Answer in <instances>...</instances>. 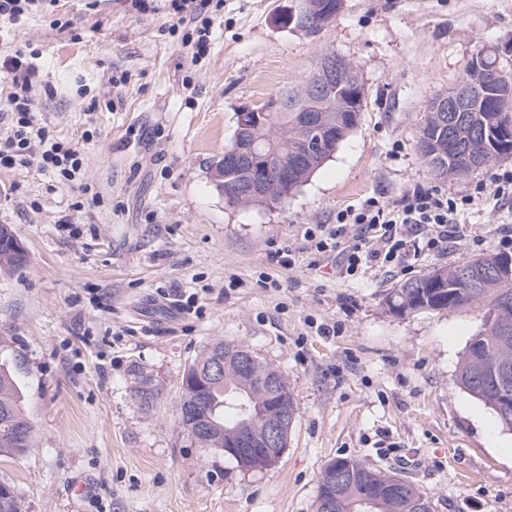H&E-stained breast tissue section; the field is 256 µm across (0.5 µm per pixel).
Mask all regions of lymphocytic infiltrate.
I'll return each instance as SVG.
<instances>
[{
	"mask_svg": "<svg viewBox=\"0 0 512 512\" xmlns=\"http://www.w3.org/2000/svg\"><path fill=\"white\" fill-rule=\"evenodd\" d=\"M223 7L224 0H169L176 27L185 31L184 44L200 53L209 51L212 16ZM0 64L11 74L15 87L6 110L10 130L0 137V166L34 163L53 171L61 183L74 181L81 173L83 157L77 148L56 141L47 122L38 116L30 96L36 76L30 55L19 48ZM459 212V202L452 194L417 190L391 206L369 201L361 208L338 212L335 223L308 230L306 242L308 248L323 253L335 247L338 239L350 238L346 272L352 275L364 259L394 261L408 238L423 236L431 248L447 242Z\"/></svg>",
	"mask_w": 512,
	"mask_h": 512,
	"instance_id": "lymphocytic-infiltrate-1",
	"label": "lymphocytic infiltrate"
}]
</instances>
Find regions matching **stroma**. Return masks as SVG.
<instances>
[{
    "label": "stroma",
    "mask_w": 512,
    "mask_h": 512,
    "mask_svg": "<svg viewBox=\"0 0 512 512\" xmlns=\"http://www.w3.org/2000/svg\"><path fill=\"white\" fill-rule=\"evenodd\" d=\"M290 2L224 0L199 60L169 32L166 0L147 12L45 0L0 22V53H36V110L84 159L65 185L34 164L0 168V224L27 252L0 274V361L34 428L25 454L0 456V481L23 512H314L341 457L414 483L432 512H512V431L456 384L481 311L399 315L385 301L435 269L512 252V202L490 193L512 159L443 180L417 145L477 46L504 47L512 71V0H343L315 37L275 24ZM326 51L357 69V128L288 198L228 206L207 169L236 112L303 84ZM87 186L99 203L73 210ZM417 187L470 198L447 243L352 276L344 245L307 249L309 227ZM278 247L290 265L271 261ZM217 341L288 381L297 411L270 467L239 469L182 425L183 372Z\"/></svg>",
    "instance_id": "35a3bbf8"
}]
</instances>
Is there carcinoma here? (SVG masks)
<instances>
[{
  "mask_svg": "<svg viewBox=\"0 0 512 512\" xmlns=\"http://www.w3.org/2000/svg\"><path fill=\"white\" fill-rule=\"evenodd\" d=\"M342 0H296L291 25L310 36L329 27ZM350 86H342L331 96L320 97L313 88L323 79L315 68L308 81L296 90H282L270 96L264 106L273 111L255 124L235 125L224 154L210 166L216 188L227 205L268 206L287 197L319 170L340 144L358 126L363 99L352 97V86H362L355 67H350ZM462 80L472 84L466 112H430L421 127L418 150L433 175L440 179L463 178L499 160L512 158V73L500 63V48L482 45L473 53ZM258 144L266 148L270 164L286 162L291 172L285 181L272 180L268 195H244L250 166L227 164L236 145ZM502 253H492L454 267L439 268L430 274L405 281L392 289L388 308L397 312L423 309L455 311L466 307L484 310V329L473 336L457 369L456 381L472 397L495 408L499 379L495 368L512 365V274L503 265ZM25 262V249L8 224H0V272H10ZM236 346L215 342L184 372L181 382L180 418L187 430L202 429V444L224 453V441L250 445L262 432L270 399L262 390L265 380H281L278 401L293 420L295 406L285 375L260 361L242 376L231 355ZM224 358V375L205 383L199 380L211 361ZM248 406L242 415L239 401ZM33 425L27 417L19 385L6 364H0V456H19L29 448ZM354 480L339 492L336 512H415L413 498L429 500L414 484H395L397 475L363 461L341 459ZM381 491L382 507L363 508L359 500L367 484ZM0 512H22L20 500L9 483L0 482Z\"/></svg>",
  "mask_w": 512,
  "mask_h": 512,
  "instance_id": "1",
  "label": "carcinoma"
}]
</instances>
